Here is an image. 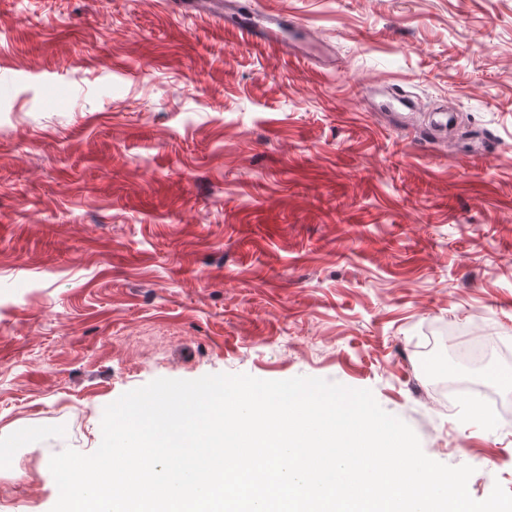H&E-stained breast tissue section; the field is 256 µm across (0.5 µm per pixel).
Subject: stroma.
I'll return each mask as SVG.
<instances>
[{"label": "stroma", "instance_id": "1", "mask_svg": "<svg viewBox=\"0 0 512 512\" xmlns=\"http://www.w3.org/2000/svg\"><path fill=\"white\" fill-rule=\"evenodd\" d=\"M0 0V512L158 378L370 390L512 492V0ZM480 390L453 396L443 382Z\"/></svg>", "mask_w": 512, "mask_h": 512}]
</instances>
